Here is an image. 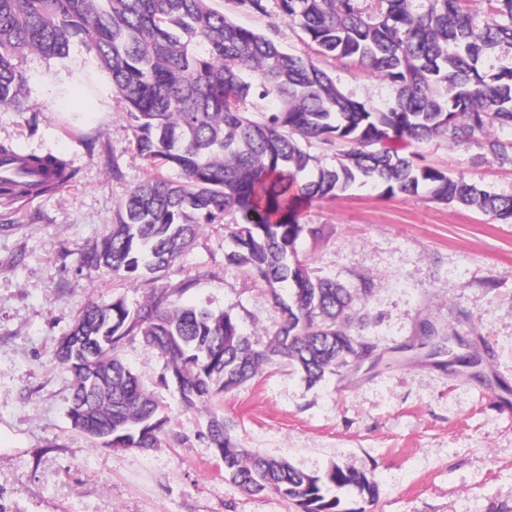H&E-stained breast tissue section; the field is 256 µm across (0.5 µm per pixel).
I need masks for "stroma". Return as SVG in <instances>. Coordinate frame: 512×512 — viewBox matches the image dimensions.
Returning a JSON list of instances; mask_svg holds the SVG:
<instances>
[{"label": "stroma", "instance_id": "1", "mask_svg": "<svg viewBox=\"0 0 512 512\" xmlns=\"http://www.w3.org/2000/svg\"><path fill=\"white\" fill-rule=\"evenodd\" d=\"M238 24L270 32L286 50L310 53L283 20L211 0ZM355 98L383 106L386 83L355 65L320 59ZM26 111L0 110V143L23 154L66 157L76 181L51 196L0 206V434L23 450L0 453V512H297L265 492L243 493L205 438L223 418L239 447L310 474L338 463L366 473L373 500L349 495L365 512H495L512 508V224L415 196L356 187L306 206L301 221L324 226L302 237L296 257L318 276L360 294L354 332L376 347L378 365L309 385L287 362L187 410L160 378L166 361L140 338L124 362L155 392L169 418L157 446L113 449L75 429L67 409L73 378L55 348L90 302L142 303L149 290L81 260L112 231L125 196L149 174L135 151L109 74L81 44L63 59L27 52ZM427 164L512 194V167L473 164V149L440 138L421 145ZM225 220L207 224L158 280L198 284L186 302L234 315L259 336L280 311L266 284L227 264ZM463 336L477 367H448L417 347L422 326Z\"/></svg>", "mask_w": 512, "mask_h": 512}]
</instances>
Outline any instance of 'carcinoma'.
<instances>
[{"instance_id": "cac0c4a2", "label": "carcinoma", "mask_w": 512, "mask_h": 512, "mask_svg": "<svg viewBox=\"0 0 512 512\" xmlns=\"http://www.w3.org/2000/svg\"><path fill=\"white\" fill-rule=\"evenodd\" d=\"M235 0L242 10L277 16L299 29L319 54L354 63L387 82L382 108L345 93L309 57L283 50L268 34L237 24L210 0H0V110H25L26 78L16 60L27 51L64 58L79 39L111 76L137 155L152 173L130 189L112 233L81 264L124 281L158 280L202 225L233 214L225 260L265 282L281 320L262 338L245 335L228 312L185 306L197 284L149 289L130 308L121 298L89 304L56 347L73 376L68 417L109 448H152L169 422L119 356L130 336L167 360L164 387L180 378L187 409L230 392L266 365L292 362L310 383L350 369L374 345L351 333L357 289L314 275L295 258L298 240L324 227L299 221L305 204L374 183L389 197L425 187L432 198L512 224V195L452 177L424 163L413 147L445 137L475 146V163L512 166V0ZM278 102L256 117L260 102ZM335 151L325 164L312 143ZM18 176L0 177V199L60 191L77 172L59 156L22 155L0 143V161ZM162 168L179 172L172 181ZM206 436L224 473L243 492H273L305 512L344 507L352 488L374 499L366 474L332 464L313 475L240 448L209 421Z\"/></svg>"}]
</instances>
